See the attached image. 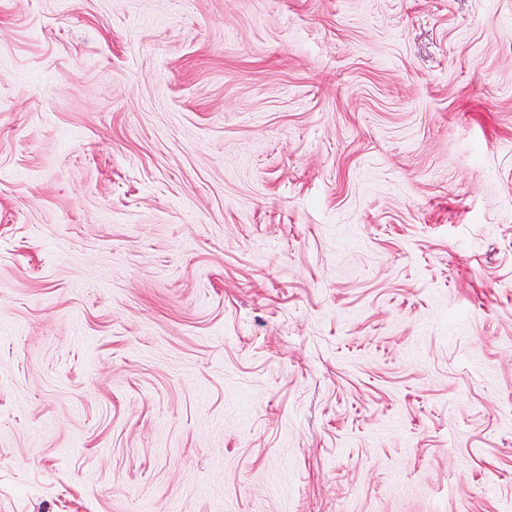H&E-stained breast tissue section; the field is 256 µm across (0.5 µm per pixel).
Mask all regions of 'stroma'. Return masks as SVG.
Returning <instances> with one entry per match:
<instances>
[{
    "label": "stroma",
    "instance_id": "obj_1",
    "mask_svg": "<svg viewBox=\"0 0 512 512\" xmlns=\"http://www.w3.org/2000/svg\"><path fill=\"white\" fill-rule=\"evenodd\" d=\"M0 512H512V0H0Z\"/></svg>",
    "mask_w": 512,
    "mask_h": 512
}]
</instances>
